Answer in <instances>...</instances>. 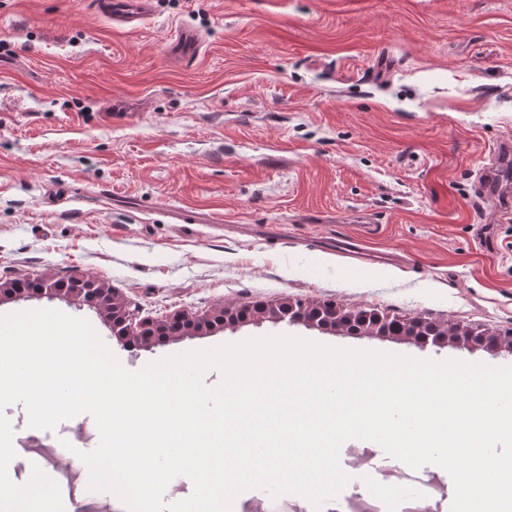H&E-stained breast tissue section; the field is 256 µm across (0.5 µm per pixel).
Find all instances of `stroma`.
<instances>
[{"mask_svg": "<svg viewBox=\"0 0 512 512\" xmlns=\"http://www.w3.org/2000/svg\"><path fill=\"white\" fill-rule=\"evenodd\" d=\"M96 2L0 0V282L90 273L143 318L331 300L512 329V161L495 152L512 147V0H153L131 27ZM179 206L207 222L180 223ZM234 224L275 235L245 242ZM362 224L395 264L357 270L321 251ZM32 309L87 319L132 371L276 334L512 366V350L285 321L132 350L92 308L0 296V315ZM5 414L17 484L21 438L52 447L59 476L99 443L86 413L52 431L31 428L23 404ZM393 463L377 444L341 448L342 469L359 475L342 498L375 486L434 510L454 492L436 465L411 481Z\"/></svg>", "mask_w": 512, "mask_h": 512, "instance_id": "obj_1", "label": "stroma"}]
</instances>
